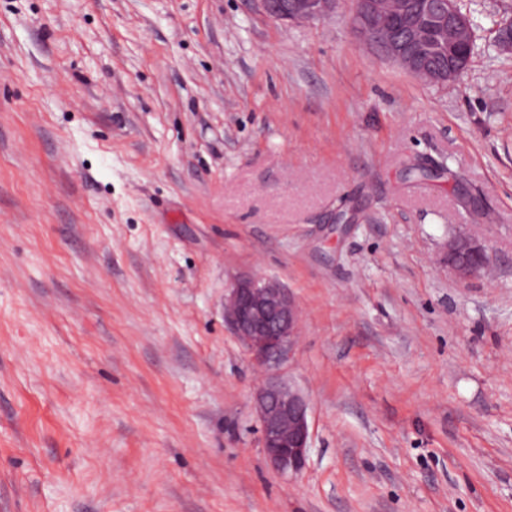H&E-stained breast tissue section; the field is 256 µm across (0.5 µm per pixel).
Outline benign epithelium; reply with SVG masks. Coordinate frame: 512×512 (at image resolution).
<instances>
[{"instance_id": "7a95c632", "label": "benign epithelium", "mask_w": 512, "mask_h": 512, "mask_svg": "<svg viewBox=\"0 0 512 512\" xmlns=\"http://www.w3.org/2000/svg\"><path fill=\"white\" fill-rule=\"evenodd\" d=\"M264 14L273 21H314L336 11V0H260ZM434 24L442 47H469L475 40L471 18L454 0H353L351 25L354 35L376 56L398 64L431 84L458 78L468 61L448 62L444 67L418 52L426 29L410 19L412 8ZM495 47L512 53V17L496 27ZM448 269L461 281L484 271L489 248L478 237L459 234L448 239ZM224 321L243 343L252 359L270 371L254 393L260 422V446L270 469L282 478L299 475L310 448V403L284 381L275 368L295 352L299 340V310L290 291L280 282L245 274L234 278L224 295Z\"/></svg>"}]
</instances>
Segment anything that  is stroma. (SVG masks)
Returning <instances> with one entry per match:
<instances>
[{"label": "stroma", "mask_w": 512, "mask_h": 512, "mask_svg": "<svg viewBox=\"0 0 512 512\" xmlns=\"http://www.w3.org/2000/svg\"><path fill=\"white\" fill-rule=\"evenodd\" d=\"M458 3L474 53L433 85L351 0H0V512H512V0ZM239 274L301 311L293 479L224 322ZM264 14L273 21H314L332 16L337 0H259ZM446 256L448 269L454 272L460 281H467L479 275L490 261L486 243L469 233L449 238Z\"/></svg>", "instance_id": "obj_1"}]
</instances>
